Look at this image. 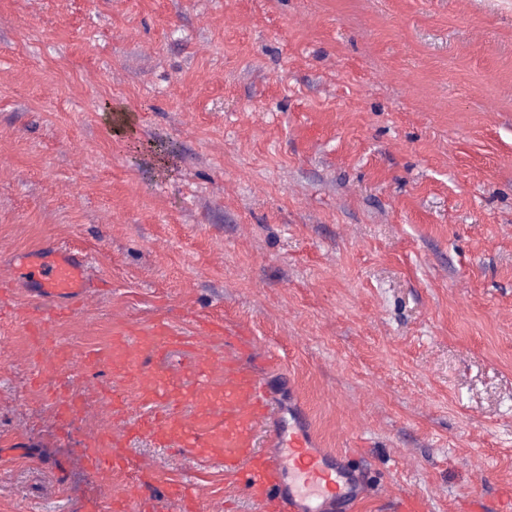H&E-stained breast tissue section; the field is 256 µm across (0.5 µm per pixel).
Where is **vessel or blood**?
Returning <instances> with one entry per match:
<instances>
[{"instance_id":"obj_1","label":"vessel or blood","mask_w":512,"mask_h":512,"mask_svg":"<svg viewBox=\"0 0 512 512\" xmlns=\"http://www.w3.org/2000/svg\"><path fill=\"white\" fill-rule=\"evenodd\" d=\"M15 265L36 276L42 296L52 304H77L94 285L83 252L75 248H61L49 259L22 252ZM252 347L250 336L221 323L207 324L204 338L195 339L158 322L147 335L116 337L111 354L86 356V366L111 365L113 385L133 384L144 411L137 422H129L125 404L100 392V400L110 405L112 426L87 449L86 467L104 476L125 470L130 460L122 445L132 432L143 431L189 456L219 457L225 477L239 482L263 512H328L354 504L361 490L347 469L346 453L312 447L308 432L296 426L282 430L281 451L259 450L258 433L272 407L247 361ZM174 349L187 352L186 368L164 367Z\"/></svg>"}]
</instances>
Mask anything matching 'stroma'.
I'll return each instance as SVG.
<instances>
[{"instance_id":"35a3bbf8","label":"stroma","mask_w":512,"mask_h":512,"mask_svg":"<svg viewBox=\"0 0 512 512\" xmlns=\"http://www.w3.org/2000/svg\"><path fill=\"white\" fill-rule=\"evenodd\" d=\"M61 245L98 286L40 339L14 258ZM1 273L0 512H113L138 465L152 512H260L144 433L82 463L112 370L80 356L216 318L277 358L260 449L301 408L355 512L511 504L512 0H0Z\"/></svg>"}]
</instances>
